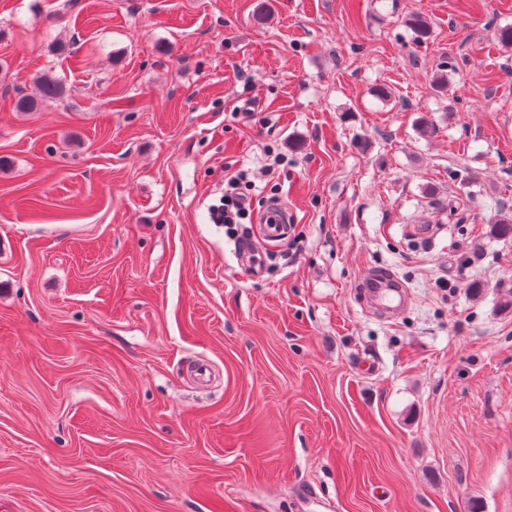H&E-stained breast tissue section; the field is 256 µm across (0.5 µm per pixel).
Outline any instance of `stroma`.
Masks as SVG:
<instances>
[{
	"label": "stroma",
	"instance_id": "1",
	"mask_svg": "<svg viewBox=\"0 0 512 512\" xmlns=\"http://www.w3.org/2000/svg\"><path fill=\"white\" fill-rule=\"evenodd\" d=\"M510 26L512 0H0V512H512ZM46 73L66 95L16 111ZM240 169L291 219L257 277L209 214ZM360 288H370L365 291L380 304L396 297L399 298L400 303L404 297V290L394 278L387 277L383 273H369L362 281Z\"/></svg>",
	"mask_w": 512,
	"mask_h": 512
}]
</instances>
